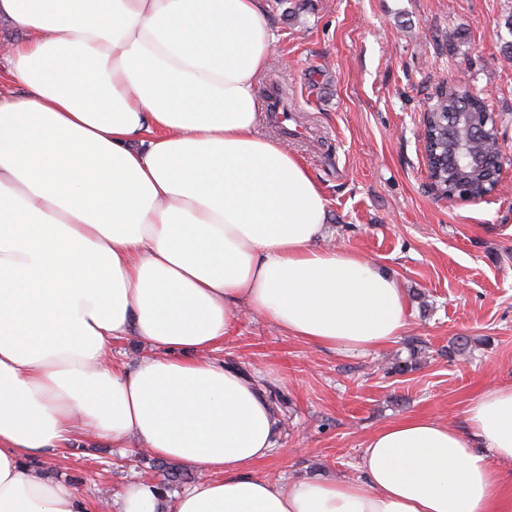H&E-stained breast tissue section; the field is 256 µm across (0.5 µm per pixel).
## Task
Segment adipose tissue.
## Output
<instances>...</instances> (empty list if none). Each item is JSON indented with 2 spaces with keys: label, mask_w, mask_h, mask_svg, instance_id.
Returning <instances> with one entry per match:
<instances>
[{
  "label": "adipose tissue",
  "mask_w": 512,
  "mask_h": 512,
  "mask_svg": "<svg viewBox=\"0 0 512 512\" xmlns=\"http://www.w3.org/2000/svg\"><path fill=\"white\" fill-rule=\"evenodd\" d=\"M0 512H91L32 471L91 436L180 462L119 512H512V386L458 432L430 416L364 445L355 480L253 476L279 425L259 377L211 356L242 313L365 352L407 325L395 277L324 246L328 201L262 131L267 0H0ZM152 349L135 367L113 343ZM157 466L164 473V480L166 481L164 482V489H166L169 486H173L174 484L178 485L184 482L185 480H188V478H190L187 473H184L178 467H175V465L161 461L157 463ZM193 482L190 481L187 483H182L178 486H174L172 489L167 490L166 492L168 493L169 496H172L173 494L180 492L182 489L186 488Z\"/></svg>",
  "instance_id": "adipose-tissue-1"
}]
</instances>
